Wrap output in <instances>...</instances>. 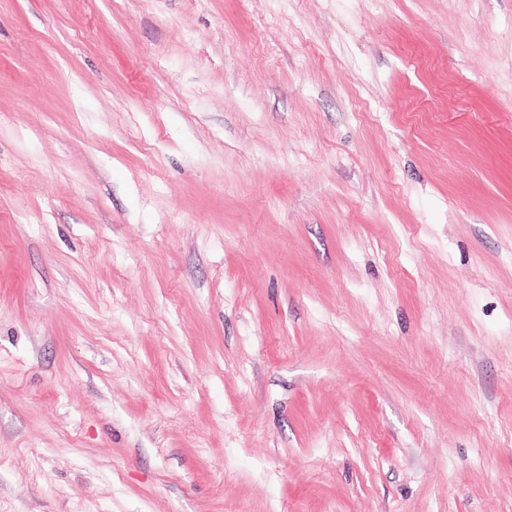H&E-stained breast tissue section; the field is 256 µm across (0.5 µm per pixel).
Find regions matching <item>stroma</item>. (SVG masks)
<instances>
[{"label":"stroma","instance_id":"obj_1","mask_svg":"<svg viewBox=\"0 0 512 512\" xmlns=\"http://www.w3.org/2000/svg\"><path fill=\"white\" fill-rule=\"evenodd\" d=\"M0 512H512V0H0Z\"/></svg>","mask_w":512,"mask_h":512}]
</instances>
